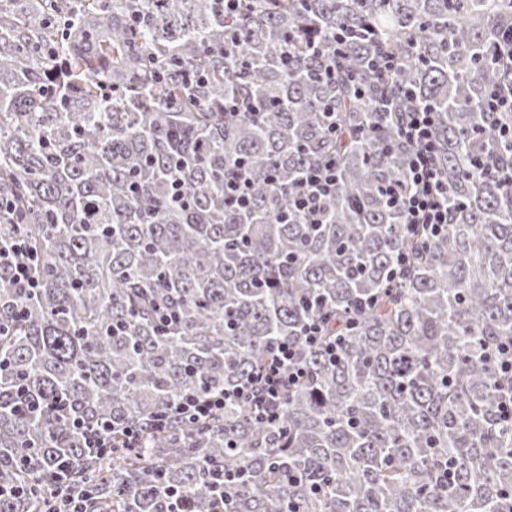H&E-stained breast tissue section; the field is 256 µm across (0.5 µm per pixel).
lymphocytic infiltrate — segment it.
<instances>
[{
	"label": "lymphocytic infiltrate",
	"instance_id": "1",
	"mask_svg": "<svg viewBox=\"0 0 512 512\" xmlns=\"http://www.w3.org/2000/svg\"><path fill=\"white\" fill-rule=\"evenodd\" d=\"M413 90L397 89L394 95H380L377 109L390 112L395 99L410 101L397 128L399 139L408 148L407 178L409 188L389 189L390 201L403 216V232L414 241L427 242L443 236L449 223L448 183L438 165L436 116L432 107L413 103ZM338 176L335 160L305 167L292 194L294 212L308 223L320 222L326 201L335 193ZM37 257L26 240L19 239L0 251V266L19 288H36L34 262ZM313 315L293 341L272 344L258 369L237 386L204 397L187 396L174 404L170 413L176 420L197 422L223 412L225 407L242 405L256 422L273 426L281 417L287 394L306 376L303 351H319L336 357L342 338L328 333L329 314L321 300L311 303Z\"/></svg>",
	"mask_w": 512,
	"mask_h": 512
}]
</instances>
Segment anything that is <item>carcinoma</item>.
<instances>
[{"mask_svg": "<svg viewBox=\"0 0 512 512\" xmlns=\"http://www.w3.org/2000/svg\"><path fill=\"white\" fill-rule=\"evenodd\" d=\"M345 27L358 38L338 57ZM507 29L512 0H248L228 18L221 0H0V195L21 215L0 218V249L23 238L39 256L27 296L0 268V512H51L59 493L87 512H213L219 494L223 512H512L491 357L512 339V187L476 169H512V112L484 111L512 86ZM313 44L336 60L328 83ZM377 45L399 60L380 83L362 62ZM398 84L437 112L452 222L425 246L385 194L406 178L407 104L374 99ZM228 98L263 111L228 118ZM237 158L247 213L224 206ZM330 158L336 195L307 224L289 192ZM314 296L344 347L306 353L275 428L243 406L165 418L297 338ZM158 301L180 320L160 327ZM101 417L112 447L97 454L72 421ZM218 470L240 478L219 488Z\"/></svg>", "mask_w": 512, "mask_h": 512, "instance_id": "1", "label": "carcinoma"}]
</instances>
